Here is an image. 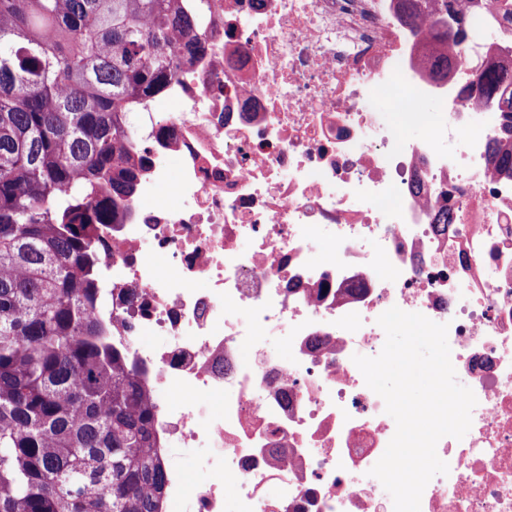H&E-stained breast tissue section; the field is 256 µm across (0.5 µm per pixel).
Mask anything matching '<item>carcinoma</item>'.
<instances>
[{
  "mask_svg": "<svg viewBox=\"0 0 512 512\" xmlns=\"http://www.w3.org/2000/svg\"><path fill=\"white\" fill-rule=\"evenodd\" d=\"M206 0H0V512H160L149 397L92 318L135 111ZM461 56L464 28L435 30ZM505 66L475 69L512 110Z\"/></svg>",
  "mask_w": 512,
  "mask_h": 512,
  "instance_id": "carcinoma-1",
  "label": "carcinoma"
}]
</instances>
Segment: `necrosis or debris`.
Segmentation results:
<instances>
[{"label": "necrosis or debris", "mask_w": 512, "mask_h": 512, "mask_svg": "<svg viewBox=\"0 0 512 512\" xmlns=\"http://www.w3.org/2000/svg\"><path fill=\"white\" fill-rule=\"evenodd\" d=\"M197 36L139 108L95 269V315L191 464L162 512H394L369 471L396 424L353 361L394 306L447 324L477 399L420 512H512V138L471 61L426 54L402 0H210ZM164 187L175 204L144 207Z\"/></svg>", "instance_id": "4bbe7bcc"}]
</instances>
